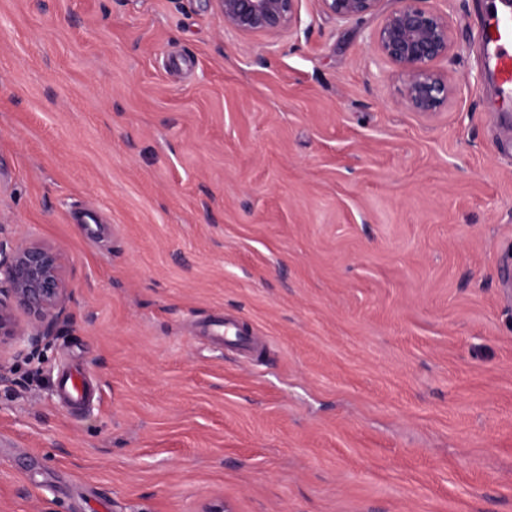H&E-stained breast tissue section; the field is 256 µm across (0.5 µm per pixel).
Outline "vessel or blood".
<instances>
[{"label":"vessel or blood","mask_w":512,"mask_h":512,"mask_svg":"<svg viewBox=\"0 0 512 512\" xmlns=\"http://www.w3.org/2000/svg\"><path fill=\"white\" fill-rule=\"evenodd\" d=\"M479 42L485 59L487 72L495 82L498 93L512 96V0H504L500 8L484 21L479 32ZM213 339L222 344L252 349L253 338L240 335L238 325L230 318L218 319L211 327ZM60 391L68 404L80 402L86 395L82 377L77 373H65L60 377Z\"/></svg>","instance_id":"1"}]
</instances>
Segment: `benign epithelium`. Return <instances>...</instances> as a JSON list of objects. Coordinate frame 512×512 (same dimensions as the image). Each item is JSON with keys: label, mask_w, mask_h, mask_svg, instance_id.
<instances>
[{"label": "benign epithelium", "mask_w": 512, "mask_h": 512, "mask_svg": "<svg viewBox=\"0 0 512 512\" xmlns=\"http://www.w3.org/2000/svg\"><path fill=\"white\" fill-rule=\"evenodd\" d=\"M225 24L242 35L277 37L297 21L299 0H210ZM343 20L373 13L380 0H321ZM375 38L376 50L403 76L401 104L429 114L448 100V80L433 63L448 55V19L431 0H396ZM68 288L60 253L40 241H17L0 225V352L16 358L33 355L66 317ZM27 314L22 323L16 312Z\"/></svg>", "instance_id": "7a95c632"}]
</instances>
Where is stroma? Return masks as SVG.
Segmentation results:
<instances>
[{
    "label": "stroma",
    "mask_w": 512,
    "mask_h": 512,
    "mask_svg": "<svg viewBox=\"0 0 512 512\" xmlns=\"http://www.w3.org/2000/svg\"><path fill=\"white\" fill-rule=\"evenodd\" d=\"M489 3L433 0L453 92L423 115L374 46L394 0H299L273 40L211 0H0V224L71 292L0 380V512H512ZM224 313L266 351L200 334ZM325 10L343 20L358 19L373 13L381 0H320ZM59 386L64 400L69 405L80 402L86 396V390L82 386L81 374L63 373L60 377Z\"/></svg>",
    "instance_id": "35a3bbf8"
}]
</instances>
